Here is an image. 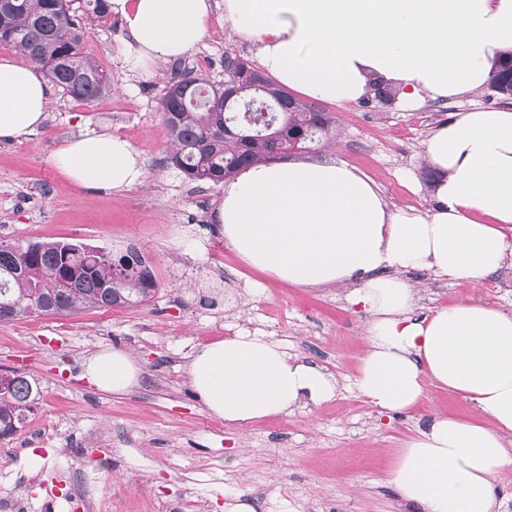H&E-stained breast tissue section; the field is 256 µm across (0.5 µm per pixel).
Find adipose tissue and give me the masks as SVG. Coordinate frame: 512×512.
I'll return each instance as SVG.
<instances>
[{
  "label": "adipose tissue",
  "instance_id": "adipose-tissue-1",
  "mask_svg": "<svg viewBox=\"0 0 512 512\" xmlns=\"http://www.w3.org/2000/svg\"><path fill=\"white\" fill-rule=\"evenodd\" d=\"M123 24L124 62L151 76L161 58L203 40L211 0H108ZM224 23L255 49L259 70L301 96L364 101L376 81L413 110L485 88L512 55V0H224ZM53 86L39 67L0 56V138L40 128ZM437 173L431 207H391L376 183L336 160L259 163L224 185L214 220L249 268L294 286L352 283L368 317L354 385L384 414L414 409L434 384L482 420L434 416L401 439L388 481L415 512H497L496 476L512 468V305L414 313L404 272L479 282L512 258V109L453 113L425 143ZM75 185L122 191L144 175L129 141L85 132L53 156ZM189 381L209 414L246 425L320 405L335 378L263 335L194 347ZM141 370L121 349L85 357L83 376L121 395Z\"/></svg>",
  "mask_w": 512,
  "mask_h": 512
}]
</instances>
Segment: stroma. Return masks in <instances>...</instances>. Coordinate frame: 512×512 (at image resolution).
I'll use <instances>...</instances> for the list:
<instances>
[{"label":"stroma","mask_w":512,"mask_h":512,"mask_svg":"<svg viewBox=\"0 0 512 512\" xmlns=\"http://www.w3.org/2000/svg\"><path fill=\"white\" fill-rule=\"evenodd\" d=\"M212 7L207 36L181 63L219 81L225 53L249 62L254 51L225 28L222 0ZM123 37L112 16L84 44L107 72L109 94L88 106L55 90L42 127L0 140V240L69 241L115 255L133 245L157 291L131 307L0 323V374L28 375L42 388L25 427L0 440V496L18 487L31 512H70L77 476L97 491L94 512H171L186 500L224 512L237 495L258 512H412L387 481L400 439L431 413L474 420L477 411L431 384L417 409L392 418L358 394L366 316L347 304L348 285L296 288L242 264L212 219L221 186L185 181L165 164L171 141L160 99L171 60L158 62L152 77L137 76L123 62ZM501 104L488 88L413 112L374 97L328 103L336 137L309 157L345 161L390 204L425 209L435 181L424 158L429 133L452 113ZM92 130L129 140L143 162L140 183L120 193L86 190L54 166L66 140ZM405 278L418 290L419 315L461 301L512 303L508 265L475 286L420 271ZM240 331L271 336L324 368L338 382L336 397L247 426L209 415L188 382L186 359L197 344ZM112 347L141 368L139 384L122 395L100 392L82 376L86 352ZM228 456L230 468L221 464Z\"/></svg>","instance_id":"obj_1"}]
</instances>
